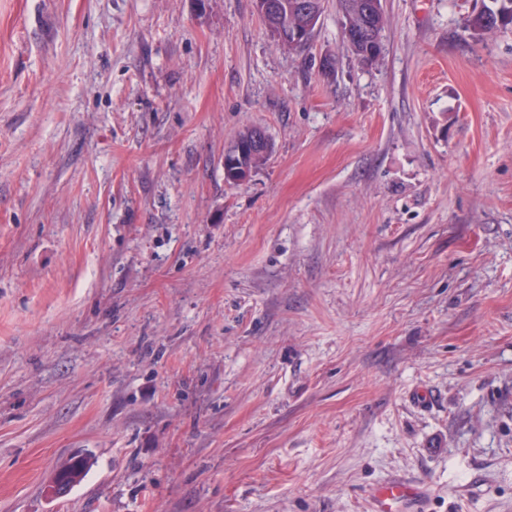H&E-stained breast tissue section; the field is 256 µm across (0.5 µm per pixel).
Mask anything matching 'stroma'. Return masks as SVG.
Masks as SVG:
<instances>
[{"label":"stroma","instance_id":"1","mask_svg":"<svg viewBox=\"0 0 512 512\" xmlns=\"http://www.w3.org/2000/svg\"><path fill=\"white\" fill-rule=\"evenodd\" d=\"M479 5L383 0L366 66L336 0L296 52L254 0H0V512H365L396 473L512 512V26ZM257 130H258V132L255 134L254 140L251 144L252 150L260 151V152L267 151L268 150V139H267L266 133L264 131L259 130L254 127H248V128H245L243 131H241L238 134V136L236 137V139L233 141V143L230 145V147L227 149V151L234 150L237 160L239 161L240 165L246 167L251 172H253L259 166L264 164L267 161V159L272 151V144H271L270 140H269V155L268 156L257 154L250 150V143H251L253 134ZM238 150H241V156H240V154L238 156ZM237 160L234 156H227L225 154L224 155V172H225L226 176H229V179L233 184L240 185V184L245 183L249 179V176L251 173L249 171H247L246 169L234 168V167L238 166ZM224 179H225V177H224ZM225 181L227 183L231 184V182L228 179H225ZM90 467V460L87 457L76 456L71 459L69 465L60 472L57 481L61 484L59 490H68L79 483Z\"/></svg>","mask_w":512,"mask_h":512}]
</instances>
